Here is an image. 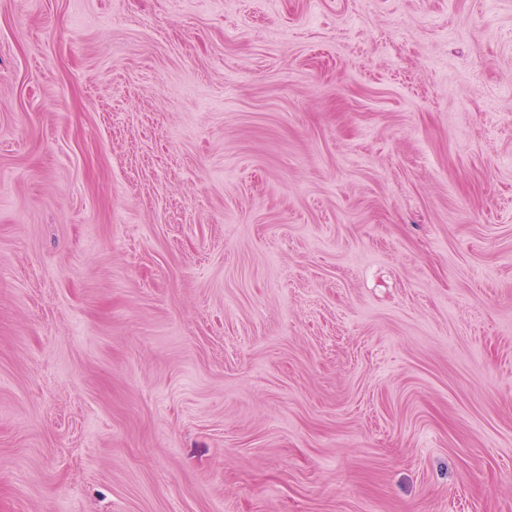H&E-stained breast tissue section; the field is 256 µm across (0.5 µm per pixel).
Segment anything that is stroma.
I'll return each mask as SVG.
<instances>
[{"instance_id":"obj_1","label":"stroma","mask_w":512,"mask_h":512,"mask_svg":"<svg viewBox=\"0 0 512 512\" xmlns=\"http://www.w3.org/2000/svg\"><path fill=\"white\" fill-rule=\"evenodd\" d=\"M0 512H512V0H0Z\"/></svg>"}]
</instances>
